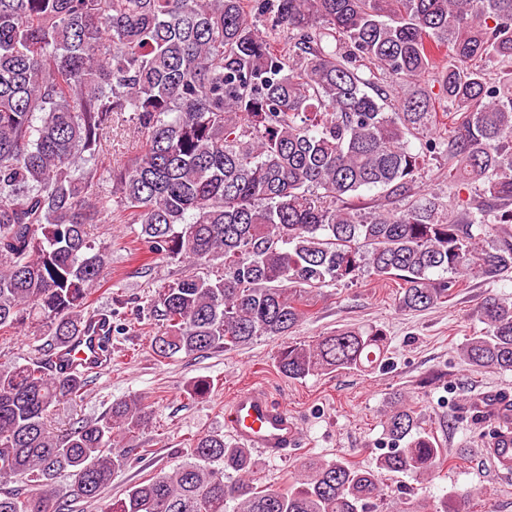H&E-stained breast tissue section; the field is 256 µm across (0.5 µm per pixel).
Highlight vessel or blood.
<instances>
[{
  "mask_svg": "<svg viewBox=\"0 0 512 512\" xmlns=\"http://www.w3.org/2000/svg\"><path fill=\"white\" fill-rule=\"evenodd\" d=\"M70 360L87 372L105 365L100 329H91L69 353ZM498 434L489 454L499 474L512 476V404H498ZM225 428L247 448H256L269 457L287 456L300 443L299 426L284 405L274 402L266 389L249 387L238 391L224 409Z\"/></svg>",
  "mask_w": 512,
  "mask_h": 512,
  "instance_id": "obj_1",
  "label": "vessel or blood"
}]
</instances>
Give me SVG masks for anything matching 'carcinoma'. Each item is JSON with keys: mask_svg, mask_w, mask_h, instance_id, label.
<instances>
[{"mask_svg": "<svg viewBox=\"0 0 512 512\" xmlns=\"http://www.w3.org/2000/svg\"><path fill=\"white\" fill-rule=\"evenodd\" d=\"M433 71L445 144L424 91L390 98ZM124 112L142 145L109 168L106 193L103 144ZM435 154L448 188L470 187L465 206L410 198ZM365 189L393 208L363 210ZM105 217L140 225L157 257L211 267L156 292L158 357L267 336L286 340L289 379L381 363L389 340L372 325L288 336L330 283L392 280L399 307L419 312L512 271V0H0V332L50 336L0 369V479L16 483L0 512L99 499L130 452L118 436L145 423L135 398L50 424L87 386L53 363L96 319L87 304L112 251L90 228ZM481 318L460 356L512 371V301L487 298ZM384 426L392 447L374 466L311 459L286 489L254 483L252 449L204 434L102 512H377L382 476L421 483L448 454L401 399Z\"/></svg>", "mask_w": 512, "mask_h": 512, "instance_id": "1", "label": "carcinoma"}]
</instances>
